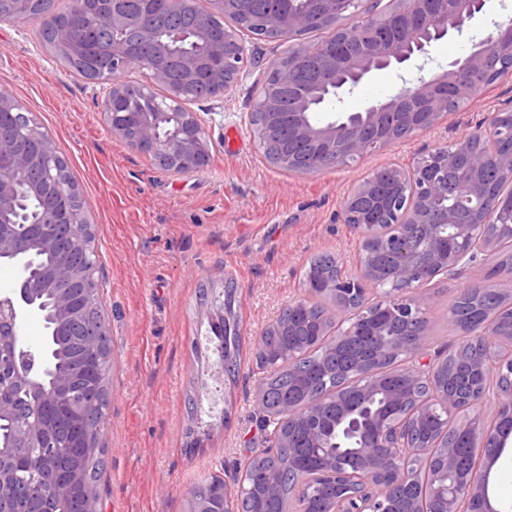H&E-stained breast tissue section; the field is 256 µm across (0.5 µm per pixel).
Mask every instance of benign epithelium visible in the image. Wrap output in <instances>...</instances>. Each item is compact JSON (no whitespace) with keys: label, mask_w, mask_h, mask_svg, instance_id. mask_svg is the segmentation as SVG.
I'll list each match as a JSON object with an SVG mask.
<instances>
[{"label":"benign epithelium","mask_w":512,"mask_h":512,"mask_svg":"<svg viewBox=\"0 0 512 512\" xmlns=\"http://www.w3.org/2000/svg\"><path fill=\"white\" fill-rule=\"evenodd\" d=\"M131 0H100L96 17L107 23L112 42L101 52L107 93L103 115L107 129L178 177L193 176L208 167L209 139L199 113L186 99L187 81L214 60L209 86L212 97L228 96L242 79L247 62L246 37L288 40L310 22L307 11L294 0H272L260 21L261 34L232 21L243 0H211L224 14V32L210 35L209 13L200 14L188 29H167L170 40L193 36L205 40L204 53L172 56L169 43L158 39L144 16L129 8ZM362 0H311L318 18L335 36L299 50L291 46L269 66L248 128L259 145L275 143L278 150L268 161L296 173L341 168L363 155L380 150L395 138H410L435 126L454 105L474 100L499 75L488 67L495 58L512 73V18L495 33L475 44L448 67L420 77L394 95L358 112L340 113L314 124L307 114L314 104H326L353 91L375 70L396 68L425 58L429 48L452 33L463 31L486 0H391L383 11L361 7ZM32 0H0V21L35 17L39 27L54 33L53 46L68 57H81L86 46L72 37V27L60 23L46 7L32 12ZM453 26H448V14ZM137 66L148 81L136 97L147 105L139 111L131 104L124 73ZM313 76L312 89L291 100L295 122L283 129L282 99L295 82L298 69ZM157 85L162 97L153 95ZM35 119L7 94L0 95V265L12 266L16 287L0 292V366L26 387L33 419L17 421L13 403L0 398V422H17V444H35L39 458L49 459L56 445L39 412L67 400L78 418L92 416L103 399L106 381L91 366L109 345L106 320L92 317L78 303L83 293L99 287L87 272L86 258L96 253L95 233L87 205L68 165L53 140L41 134ZM489 138L497 179L484 177L486 156L473 147ZM454 174L456 206L439 208L448 197V171ZM27 175V193L41 205V217L29 224L17 211L20 191L15 176ZM512 106L487 112L464 139L418 158L408 169L386 167L364 176L341 199L336 218L343 224L356 220L358 272H346L336 259L338 272L325 279L303 280V294L283 309L290 315L314 302L323 307L321 324L334 322L340 333L330 342L338 356L346 354L363 328H371L375 344L366 355L351 361L356 382L350 392L336 391V420L323 423L321 396L307 391L302 402H288L263 413L277 448L292 447L289 433L305 432L308 447L323 451L322 464L306 476L297 472L288 456V477L294 480L293 500L298 510L314 512L318 494L311 486L326 482L331 495L324 512H502L492 500L488 480L503 449L512 444V344L497 324H477L466 335L476 341L463 376L448 371L446 359L422 361L430 322L427 311L433 295L423 284L439 274L463 279L477 259L496 268L500 293L512 290V270H499L501 247L512 244ZM425 244L423 265L407 245L411 235ZM56 252L61 261L50 275L32 278L34 257ZM385 288L380 299L368 301V290ZM48 320L55 330L85 326L80 370L85 383L74 392L71 375H56L43 382L50 360L41 348L23 344L21 330L28 320ZM400 384H386L380 363L392 355ZM453 427L471 448L484 449L471 467H457L458 447L448 442ZM102 424L84 429L78 448L93 453L101 447ZM84 482L82 472L53 474L50 488L57 503L69 501L72 486ZM15 494L33 495L20 485L15 472L0 464V500Z\"/></svg>","instance_id":"7a95c632"}]
</instances>
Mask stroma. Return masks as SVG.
Here are the masks:
<instances>
[{"label":"stroma","instance_id":"stroma-1","mask_svg":"<svg viewBox=\"0 0 512 512\" xmlns=\"http://www.w3.org/2000/svg\"><path fill=\"white\" fill-rule=\"evenodd\" d=\"M510 16L512 0H489L462 35L434 43L431 67L465 56ZM38 30L32 21L0 22V92L14 97L54 140L95 232L96 277L112 343L100 510L190 512L193 490L211 476L235 484L246 440L265 445L256 340L301 293L312 258L355 259L357 234L336 221L346 187L375 168L411 165L422 153L463 138L484 113L512 97V78L482 90L431 130L348 166L300 174L270 164L248 129L264 75L284 48L253 40L235 94L193 105L210 138L209 167L177 177L106 129L99 85L71 71L40 42ZM419 75L414 63L375 72L326 110L360 111ZM488 271L480 264L466 280L439 275L430 281V353L460 343L450 307L465 284H487ZM228 279L236 286L241 334L240 368L232 380L213 377L207 364L208 319L197 299L201 285ZM191 396L202 407L203 445L189 453Z\"/></svg>","mask_w":512,"mask_h":512}]
</instances>
